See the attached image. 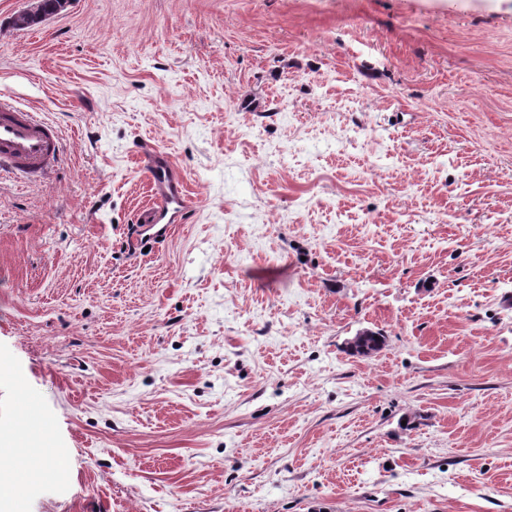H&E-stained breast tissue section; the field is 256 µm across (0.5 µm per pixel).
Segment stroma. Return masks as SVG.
<instances>
[{
    "instance_id": "35a3bbf8",
    "label": "stroma",
    "mask_w": 512,
    "mask_h": 512,
    "mask_svg": "<svg viewBox=\"0 0 512 512\" xmlns=\"http://www.w3.org/2000/svg\"><path fill=\"white\" fill-rule=\"evenodd\" d=\"M0 0V433L25 512H512V0ZM194 208L164 240L145 146ZM384 348L350 355L348 339ZM66 4V0H38L32 10L17 15L14 18L13 24L17 28L30 26L46 16L53 15L63 10ZM13 101L0 93V176L25 184L61 163L64 144L56 127ZM385 342V336L381 332L369 329L360 330L350 339L346 345L348 352L352 355L367 356L379 351ZM20 446V447H19ZM44 439L40 442L28 443L26 439H21L18 445L11 444L6 448L14 463L8 468H0V488L1 491L6 489L10 495L18 498L22 495L25 485L30 484L36 479H47L53 474V469L47 465L46 458L53 453H59L55 448L51 453L44 455L38 465L32 462L42 454V448H45ZM23 472L24 478L22 483H18L17 475Z\"/></svg>"
}]
</instances>
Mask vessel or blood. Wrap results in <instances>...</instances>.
<instances>
[{
  "label": "vessel or blood",
  "instance_id": "1",
  "mask_svg": "<svg viewBox=\"0 0 512 512\" xmlns=\"http://www.w3.org/2000/svg\"><path fill=\"white\" fill-rule=\"evenodd\" d=\"M64 157L62 138L39 113L16 107L0 93V176L28 183L56 168ZM152 202L138 214L141 224H168L185 213L190 203L181 173L169 158L151 149L143 156Z\"/></svg>",
  "mask_w": 512,
  "mask_h": 512
}]
</instances>
